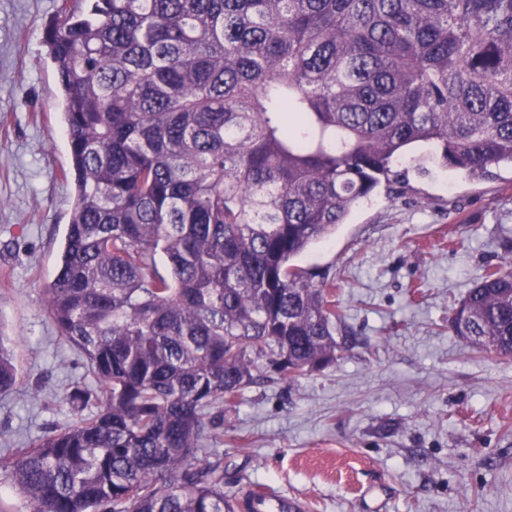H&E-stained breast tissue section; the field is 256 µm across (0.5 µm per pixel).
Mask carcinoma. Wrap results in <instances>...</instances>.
Listing matches in <instances>:
<instances>
[{
  "mask_svg": "<svg viewBox=\"0 0 512 512\" xmlns=\"http://www.w3.org/2000/svg\"><path fill=\"white\" fill-rule=\"evenodd\" d=\"M45 40L77 188L45 301L94 380L65 401L97 411L0 476L32 512H235L224 410L342 347L335 285L292 259L420 144L512 168V0H60ZM451 324L512 357V269Z\"/></svg>",
  "mask_w": 512,
  "mask_h": 512,
  "instance_id": "obj_1",
  "label": "carcinoma"
}]
</instances>
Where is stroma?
Wrapping results in <instances>:
<instances>
[{
  "mask_svg": "<svg viewBox=\"0 0 512 512\" xmlns=\"http://www.w3.org/2000/svg\"><path fill=\"white\" fill-rule=\"evenodd\" d=\"M59 0H0V332L19 382L0 394V450L71 422L86 375L45 308L76 199L62 94L44 41ZM424 172L377 190L297 262L336 284L350 336L336 364L246 389L217 448L237 498L255 487L306 512H512V358L450 318L488 268L512 267V169Z\"/></svg>",
  "mask_w": 512,
  "mask_h": 512,
  "instance_id": "35a3bbf8",
  "label": "stroma"
}]
</instances>
